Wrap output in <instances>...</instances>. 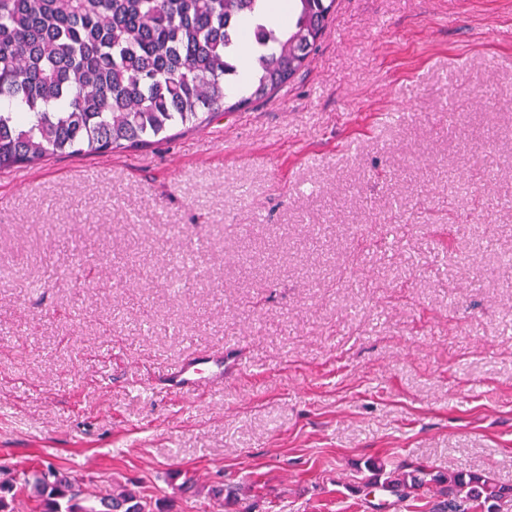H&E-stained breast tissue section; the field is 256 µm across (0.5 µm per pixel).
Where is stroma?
I'll list each match as a JSON object with an SVG mask.
<instances>
[{"instance_id": "35a3bbf8", "label": "stroma", "mask_w": 512, "mask_h": 512, "mask_svg": "<svg viewBox=\"0 0 512 512\" xmlns=\"http://www.w3.org/2000/svg\"><path fill=\"white\" fill-rule=\"evenodd\" d=\"M506 196L512 0H337L287 89L0 169V464L159 512H410L365 496L375 459L512 512ZM216 351L222 382L171 392ZM201 364H204V362H197L195 360L185 362L169 379L172 393L184 395L194 392L204 378V370L199 367Z\"/></svg>"}]
</instances>
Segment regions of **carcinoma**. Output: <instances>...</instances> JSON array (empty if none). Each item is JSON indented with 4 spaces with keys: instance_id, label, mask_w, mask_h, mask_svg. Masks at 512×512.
Segmentation results:
<instances>
[{
    "instance_id": "obj_1",
    "label": "carcinoma",
    "mask_w": 512,
    "mask_h": 512,
    "mask_svg": "<svg viewBox=\"0 0 512 512\" xmlns=\"http://www.w3.org/2000/svg\"><path fill=\"white\" fill-rule=\"evenodd\" d=\"M0 0V169L58 154L139 148L282 91L309 62L336 0ZM406 500L435 485L437 512H493L507 488L489 476L367 463ZM24 494L34 512H153L124 488L93 494L39 462L0 474V512Z\"/></svg>"
}]
</instances>
